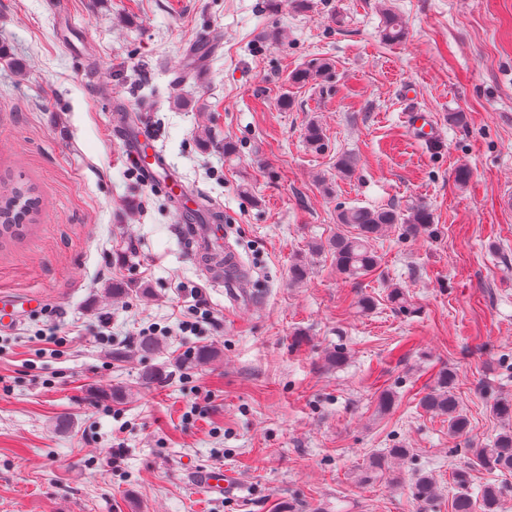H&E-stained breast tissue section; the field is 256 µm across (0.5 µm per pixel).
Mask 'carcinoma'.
<instances>
[{
    "label": "carcinoma",
    "mask_w": 512,
    "mask_h": 512,
    "mask_svg": "<svg viewBox=\"0 0 512 512\" xmlns=\"http://www.w3.org/2000/svg\"><path fill=\"white\" fill-rule=\"evenodd\" d=\"M384 39L398 42L404 37V27L399 16L388 10L384 13ZM332 70V64L325 59H315L291 76L297 84L325 77ZM308 149L314 153H323L328 149L320 125L308 124L305 132ZM38 197L34 188L28 185L14 187L10 193L0 196V239L12 237L24 226L34 221L38 213ZM339 230L328 240L326 246H311L316 253L323 249L332 256L336 270L349 279H360L374 271L381 262V256L374 243L388 231L399 227L405 235L420 232L434 234L432 213L423 203L414 204L409 214L396 208L370 209L349 207L337 214ZM160 350L158 340L152 336H142L137 342V352L143 358H149ZM457 373L451 369L442 370L434 385L421 399V406L428 412L448 417L449 431L463 434L468 429V419L459 409L456 397ZM492 413L507 422V428L498 434L488 448L474 451L476 464L512 472V402L499 400L491 407ZM410 454L408 448H390L383 455H376L370 461V473L381 474L394 461ZM456 492L451 499V512H501L502 491L496 485H485L474 493L464 476L455 481ZM414 497L428 503L438 496L437 484L427 474L418 473L412 482Z\"/></svg>",
    "instance_id": "1"
}]
</instances>
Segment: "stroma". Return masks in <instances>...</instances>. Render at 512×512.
I'll return each mask as SVG.
<instances>
[{
  "instance_id": "obj_1",
  "label": "stroma",
  "mask_w": 512,
  "mask_h": 512,
  "mask_svg": "<svg viewBox=\"0 0 512 512\" xmlns=\"http://www.w3.org/2000/svg\"><path fill=\"white\" fill-rule=\"evenodd\" d=\"M63 2L0 0V195L23 181L41 197L36 223L0 240V296L34 302L0 333V512H451L459 470L501 487L512 512V473L472 463L503 429L491 405L512 400V0ZM386 6L405 25L395 44ZM315 58L332 77L291 83ZM155 87L165 98L150 107ZM116 97L231 218L226 244L250 273L238 297L209 284L177 208L122 159ZM412 112L437 146L414 141ZM312 120L321 154L305 147ZM344 153L349 178L336 175ZM417 202L437 234L387 233L368 276L309 251L341 208ZM114 284L130 295L113 299ZM396 284L407 310L388 300ZM194 289L215 322L192 335L180 325ZM153 323L167 334L145 364L134 350ZM49 325L58 345L39 339ZM205 346L217 357L182 367ZM149 365L162 382L142 385ZM448 367L463 436L419 404ZM117 385L131 396L113 398ZM396 445L411 457L366 478ZM212 466L236 471L247 497L201 495L189 472ZM418 470L440 487L434 505L412 494Z\"/></svg>"
}]
</instances>
